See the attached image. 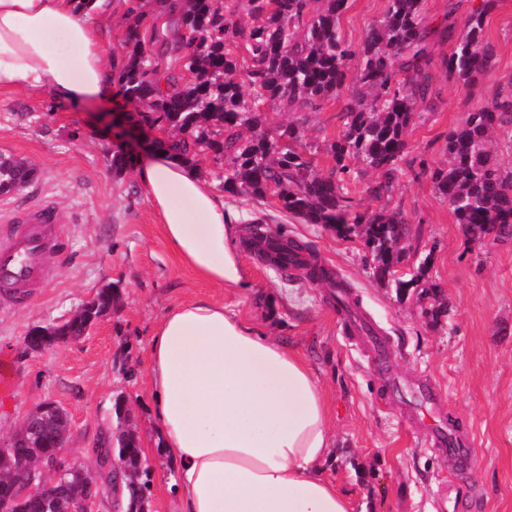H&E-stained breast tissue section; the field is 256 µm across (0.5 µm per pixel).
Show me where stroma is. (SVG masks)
<instances>
[{
  "instance_id": "1",
  "label": "stroma",
  "mask_w": 512,
  "mask_h": 512,
  "mask_svg": "<svg viewBox=\"0 0 512 512\" xmlns=\"http://www.w3.org/2000/svg\"><path fill=\"white\" fill-rule=\"evenodd\" d=\"M385 7L386 0H351L340 20L342 37L360 46ZM485 40L494 65L479 86L432 71L435 105L408 126L409 151L388 194L368 193L378 179L374 171L348 185L354 211L384 209L406 218L397 275L407 280L417 272L421 279L402 293L374 278L357 236L288 218L272 200L262 205L232 195L225 202L236 213L234 245L246 285H211L169 249L133 170H112L111 153L135 150L105 120L108 102L74 111L47 91L0 90V155L31 164L37 177L28 193L52 199L70 220L67 251L48 255L53 276L32 289L30 303L0 299V363L10 369L9 386L0 391V440L35 405L55 402L71 423L64 456L97 474L96 444L118 428L114 407L123 403L151 472L150 512H180L169 486L174 464L148 388V352L168 308L208 296L307 359L330 407L334 448L325 474L351 494L355 512H438L452 482L478 493L477 503L457 502L454 512H512V237L469 240L429 175L445 165L448 134L474 98L492 100L512 83V0H497ZM348 101L340 92L304 117L305 141L325 176L335 166L328 148L343 131ZM262 212L276 217L274 231L304 241L310 256L351 285L358 312L392 348L385 365L340 319L333 282L282 280L244 244L248 221ZM105 284L116 299L87 335L40 352L27 349L33 328L71 316ZM425 387L440 398L442 418L469 438L471 461L448 456L414 418L400 416V409L422 408L418 391Z\"/></svg>"
}]
</instances>
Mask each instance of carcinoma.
<instances>
[{"mask_svg":"<svg viewBox=\"0 0 512 512\" xmlns=\"http://www.w3.org/2000/svg\"><path fill=\"white\" fill-rule=\"evenodd\" d=\"M184 8L161 24L146 17L143 0H126V53L112 63L123 96L140 106L130 116L143 129L163 130L186 160L208 152L219 168L224 192L264 201L268 194L281 209L306 224H320L344 237H360L372 259L373 276L401 292L419 282L402 280L395 268L402 261L398 243L406 220L399 212L369 215L351 211L346 180L320 175L306 157L302 128L295 123L272 127L265 107L287 112H317L321 104L347 89L343 133L330 144L336 171L347 173L351 158L379 180L367 191L376 198L389 191L408 152L405 131L433 91L428 71L434 66L428 49L432 34L426 0H387L383 15L365 31L353 49L339 33L348 0H241L253 18L245 29L224 15V0H182ZM496 0H481L466 21L450 20L443 34L453 43L440 72L447 80L477 85L492 68L493 53L484 43L485 21ZM170 53L174 66L187 71L181 83L162 65ZM246 68L250 97L237 74ZM512 129V88L492 101H477L462 125L448 135V167L430 171L437 192L448 201L456 222L472 241L488 234L512 237V169H505L488 146L499 129ZM37 171L23 160L0 157V195L25 188ZM259 218L250 230L261 238L262 253L277 266L288 261L312 281L331 278L323 266L303 262L307 246L285 243L267 232ZM112 286L95 293L93 309L76 310L66 320L71 336L86 332L112 309ZM34 468L53 473L83 490L108 496L111 480L92 477L84 463L61 455V449H28ZM103 458L124 464L125 509L146 501L149 470L142 467L139 443L126 448L107 443Z\"/></svg>","mask_w":512,"mask_h":512,"instance_id":"1","label":"carcinoma"}]
</instances>
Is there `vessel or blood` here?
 Masks as SVG:
<instances>
[{"label": "vessel or blood", "mask_w": 512, "mask_h": 512, "mask_svg": "<svg viewBox=\"0 0 512 512\" xmlns=\"http://www.w3.org/2000/svg\"><path fill=\"white\" fill-rule=\"evenodd\" d=\"M65 221L45 200L14 202L0 212V296L19 302L44 276L46 254L63 246Z\"/></svg>", "instance_id": "vessel-or-blood-1"}]
</instances>
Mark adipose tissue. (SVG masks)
Returning a JSON list of instances; mask_svg holds the SVG:
<instances>
[{
	"instance_id": "1",
	"label": "adipose tissue",
	"mask_w": 512,
	"mask_h": 512,
	"mask_svg": "<svg viewBox=\"0 0 512 512\" xmlns=\"http://www.w3.org/2000/svg\"><path fill=\"white\" fill-rule=\"evenodd\" d=\"M111 17L112 0H0V89L47 90L69 108L119 101ZM133 168L171 250L209 283L242 287L235 215L200 168L164 142ZM147 379L181 512H353L323 474L333 446L324 391L284 341L197 298L158 322Z\"/></svg>"
}]
</instances>
